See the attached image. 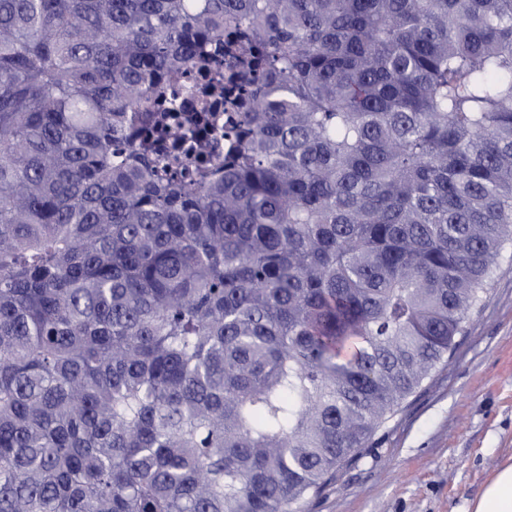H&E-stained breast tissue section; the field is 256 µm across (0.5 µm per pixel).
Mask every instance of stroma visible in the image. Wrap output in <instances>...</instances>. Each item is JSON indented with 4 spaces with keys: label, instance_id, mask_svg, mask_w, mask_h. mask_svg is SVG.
Returning a JSON list of instances; mask_svg holds the SVG:
<instances>
[{
    "label": "stroma",
    "instance_id": "obj_1",
    "mask_svg": "<svg viewBox=\"0 0 512 512\" xmlns=\"http://www.w3.org/2000/svg\"><path fill=\"white\" fill-rule=\"evenodd\" d=\"M512 459V255L440 369L301 512H467Z\"/></svg>",
    "mask_w": 512,
    "mask_h": 512
}]
</instances>
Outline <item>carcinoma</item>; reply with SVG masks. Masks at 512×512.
I'll return each instance as SVG.
<instances>
[{
  "instance_id": "carcinoma-1",
  "label": "carcinoma",
  "mask_w": 512,
  "mask_h": 512,
  "mask_svg": "<svg viewBox=\"0 0 512 512\" xmlns=\"http://www.w3.org/2000/svg\"><path fill=\"white\" fill-rule=\"evenodd\" d=\"M508 246L512 0H0V512H298Z\"/></svg>"
}]
</instances>
